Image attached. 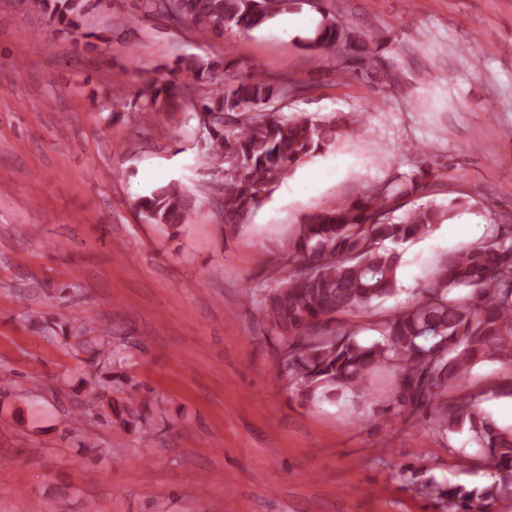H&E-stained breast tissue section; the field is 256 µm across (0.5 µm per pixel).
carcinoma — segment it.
I'll return each instance as SVG.
<instances>
[{"label":"carcinoma","instance_id":"1","mask_svg":"<svg viewBox=\"0 0 512 512\" xmlns=\"http://www.w3.org/2000/svg\"><path fill=\"white\" fill-rule=\"evenodd\" d=\"M57 31L104 50L109 38L87 28L98 0H35ZM324 0H140L147 16L159 15L217 37L248 33L305 6L320 16L302 47L344 64L372 68L381 47L352 26L341 24L339 6ZM173 71L192 73L193 82L147 74L133 94L144 118L172 112L195 100L193 117L208 126L205 148L212 166L224 173L218 210L226 224H241L291 170L335 144V123L305 115L285 118L278 104L302 92L277 85L256 68L231 80L224 67L181 57ZM432 169L419 165L403 180L373 185L353 199L331 202L306 215L283 245L281 262L269 278L277 287L259 301L279 343L281 376L303 402L336 395L369 394L368 379L390 370L396 381L379 414L395 410L434 416L435 429L450 435L463 429L478 449L477 465L489 480L479 487L439 481L422 466L402 468L408 488L435 512H495L512 501V427H500L478 405V395L448 398L464 387L472 367L486 361L512 364V224H495L485 238L442 255L415 301L380 315L382 300L397 292L401 253L397 246L428 234L451 219L461 200L443 208L433 203L393 221L387 203L428 185ZM193 201L170 181L143 196L138 208L156 224L181 227ZM368 314L376 339L333 330L338 315ZM89 388L119 385L112 372L120 349L96 348Z\"/></svg>","mask_w":512,"mask_h":512}]
</instances>
